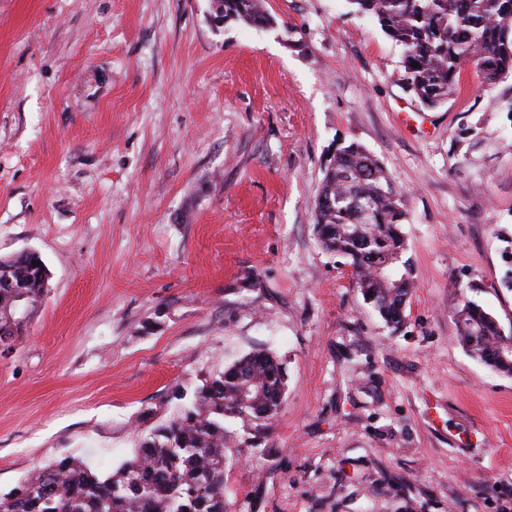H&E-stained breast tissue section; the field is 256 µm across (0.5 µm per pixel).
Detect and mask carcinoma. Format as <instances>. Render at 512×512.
<instances>
[{
  "mask_svg": "<svg viewBox=\"0 0 512 512\" xmlns=\"http://www.w3.org/2000/svg\"><path fill=\"white\" fill-rule=\"evenodd\" d=\"M359 16L375 18L404 49L402 84L420 104L435 108L461 85L462 65L474 62L491 89L512 75V0H347ZM224 22L270 24L262 0H218ZM418 67H413V64ZM313 217L321 246L347 260L364 300L389 328L405 320L414 282L405 253L402 194L364 147H338L325 166ZM387 264L379 274L372 259ZM47 267L36 252L0 259V334L13 341L23 327L2 320L14 309L10 281H25L36 308L47 289ZM454 315L459 342L493 372L512 375V335L482 306L466 300ZM287 399L283 363L267 350L250 352L205 378L188 393L175 388L168 416L138 431L131 455L109 470L66 456L29 471L0 494V512H225L226 421L256 433L268 428Z\"/></svg>",
  "mask_w": 512,
  "mask_h": 512,
  "instance_id": "obj_1",
  "label": "carcinoma"
}]
</instances>
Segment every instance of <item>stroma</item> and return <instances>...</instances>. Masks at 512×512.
<instances>
[{"label": "stroma", "mask_w": 512, "mask_h": 512, "mask_svg": "<svg viewBox=\"0 0 512 512\" xmlns=\"http://www.w3.org/2000/svg\"><path fill=\"white\" fill-rule=\"evenodd\" d=\"M0 0V258L49 288L0 353V492L66 455L127 458L147 413L255 349L284 363L263 438L228 422L226 512H512V376L460 344L512 321V76L427 109L347 0ZM358 143L405 200L400 330L325 251L327 157ZM216 8L224 23L239 21L262 28L271 22V16L261 0H218ZM454 321L459 342L472 356L495 373L512 375V335H501L497 318L478 303L466 300L455 310Z\"/></svg>", "instance_id": "35a3bbf8"}]
</instances>
